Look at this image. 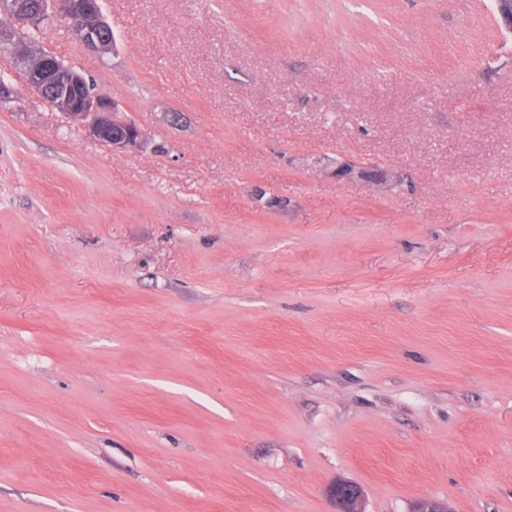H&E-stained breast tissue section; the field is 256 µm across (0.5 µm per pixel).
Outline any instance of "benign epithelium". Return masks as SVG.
<instances>
[{
  "label": "benign epithelium",
  "mask_w": 512,
  "mask_h": 512,
  "mask_svg": "<svg viewBox=\"0 0 512 512\" xmlns=\"http://www.w3.org/2000/svg\"><path fill=\"white\" fill-rule=\"evenodd\" d=\"M51 19L63 22L86 49L100 55L112 52V28L104 18L101 0H0V54L20 66L32 93L83 124L91 137L114 150L139 147V129L124 118L112 97L94 91L81 72L29 38L30 32L43 28ZM356 173L387 179V173L376 166L339 162L332 170L338 178ZM329 494L336 512H365L359 486L338 480L330 486Z\"/></svg>",
  "instance_id": "obj_1"
}]
</instances>
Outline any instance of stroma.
<instances>
[{
    "label": "stroma",
    "mask_w": 512,
    "mask_h": 512,
    "mask_svg": "<svg viewBox=\"0 0 512 512\" xmlns=\"http://www.w3.org/2000/svg\"><path fill=\"white\" fill-rule=\"evenodd\" d=\"M0 56V512H512V36L490 0H102ZM380 164L339 180L330 161ZM0 19V54L20 66L32 93L114 150L140 146L139 129L124 118L112 97L94 91L81 72L28 38L31 31L56 19L89 51L111 53L112 28L100 0H1ZM329 494L336 504V512H365L363 492L359 486L337 480L330 486Z\"/></svg>",
    "instance_id": "1"
}]
</instances>
